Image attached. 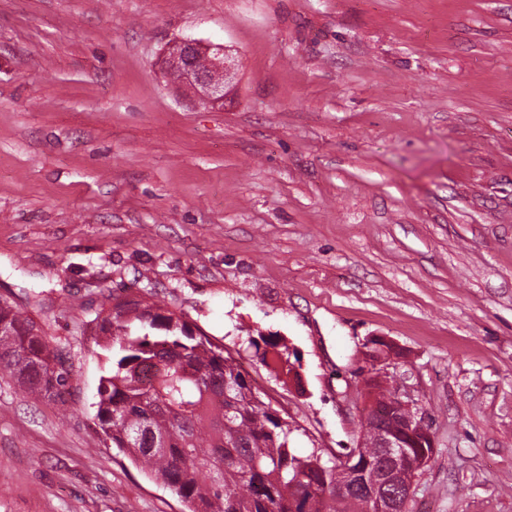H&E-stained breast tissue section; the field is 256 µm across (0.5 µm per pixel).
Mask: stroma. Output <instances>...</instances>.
<instances>
[{
  "instance_id": "stroma-1",
  "label": "stroma",
  "mask_w": 512,
  "mask_h": 512,
  "mask_svg": "<svg viewBox=\"0 0 512 512\" xmlns=\"http://www.w3.org/2000/svg\"><path fill=\"white\" fill-rule=\"evenodd\" d=\"M182 38L236 59L224 107L160 69ZM135 295L327 461L396 342L434 440L408 512H512V0H0V299L72 367L64 406L0 378V512H183L93 418V320Z\"/></svg>"
}]
</instances>
